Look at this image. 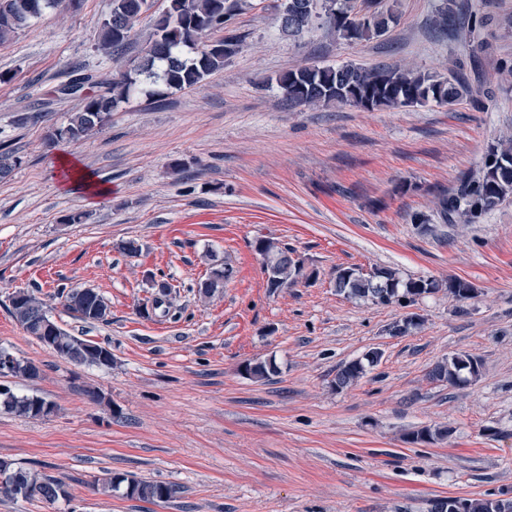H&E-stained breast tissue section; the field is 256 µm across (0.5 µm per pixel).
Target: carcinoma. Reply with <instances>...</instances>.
Wrapping results in <instances>:
<instances>
[{
	"label": "carcinoma",
	"instance_id": "carcinoma-1",
	"mask_svg": "<svg viewBox=\"0 0 512 512\" xmlns=\"http://www.w3.org/2000/svg\"><path fill=\"white\" fill-rule=\"evenodd\" d=\"M60 0H0V42L12 39L43 12L59 7ZM372 10L377 0H364ZM250 7L245 0H169L168 10L160 18L138 62L125 71L100 81V90L89 91L93 76L72 66L68 79L58 86L64 98L80 102L67 123L59 128V137L79 142L90 132L102 127L117 105L148 84L144 94H159L155 87L182 90L198 85L216 72L235 55L241 45L240 36L230 28L232 19ZM280 29L288 36H297L307 30L313 18L319 16L339 38L349 42L367 41L385 35L390 14L379 10L361 18L354 13V0H276ZM148 10L147 0H111L110 11L101 23L97 51L104 57L118 61L137 36L136 25ZM436 30L453 34L458 27L448 9H440L433 19ZM223 36L209 43L201 39L215 32ZM276 85L290 107L315 105L353 106L366 110L421 105L429 102L451 105L469 92L466 82L455 74L435 77L410 67L378 63L365 67L354 63L339 66L301 65L291 68L276 78ZM512 198V138L492 144L486 150L480 168L470 172L459 184L435 198L436 215L444 224H478L481 219L507 199ZM260 254L271 258L272 279L266 281L268 292L274 294L295 285L304 277V262L294 250L273 238L257 242ZM235 275L234 267L224 263L210 267L208 277L200 283L199 293L210 297ZM336 292L348 299L363 300L373 305L413 303L442 289L454 299L464 302L473 297L475 289L470 282L452 278L448 283L424 277L401 276L389 268H374L368 272L358 267L336 270ZM65 306L83 321L103 322L109 314L103 296L89 288H74L65 295ZM10 313L19 326L35 336L41 323L51 319L45 299L29 290H18L11 297ZM421 322L417 315L406 316L390 327L394 336H405L416 330ZM52 344L59 350H68L76 365L110 367L112 361L101 359L103 346L82 339L63 328L55 327ZM382 352L372 348L362 357L342 364L336 370L332 385L342 391L362 378L368 370L377 367ZM481 361L471 355H455L438 361L429 377L433 381L458 386L476 379ZM277 373L272 361L248 362L244 375L254 380H266ZM39 370L30 361L14 359L7 375L34 379ZM48 400L39 396H18L11 389L0 391V405L20 415L43 418L36 403ZM448 436V429L435 431L424 427L407 432L404 442L428 443ZM13 467V463H8ZM15 468V467H13ZM23 487L37 490L38 496L15 493L11 498L38 499L54 503L63 498L66 487L60 480L42 470L15 468ZM105 493L123 490V495L146 503L166 502L176 496L178 488L158 481H144L130 475H109L101 483ZM431 512H512V498L448 497L433 501Z\"/></svg>",
	"mask_w": 512,
	"mask_h": 512
}]
</instances>
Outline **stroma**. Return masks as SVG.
Instances as JSON below:
<instances>
[{
  "mask_svg": "<svg viewBox=\"0 0 512 512\" xmlns=\"http://www.w3.org/2000/svg\"><path fill=\"white\" fill-rule=\"evenodd\" d=\"M274 2L253 0L234 18L242 44L223 71L119 103L77 143L48 137L77 109L55 90L69 64L111 78L113 63L95 50L110 0L46 12L0 43L10 76L0 147L22 159L0 182V349L40 370L4 383L56 405L40 419L0 408V458L46 471L71 496L0 494V512H430L442 497H512V200L478 224L422 232L411 222L512 133V0H383L388 32L359 43L318 24L286 36ZM442 7L462 21L459 37L431 30ZM347 62L460 72L471 91L451 105L373 111L282 100V71ZM66 157L110 195L66 189ZM76 213L86 221L70 223ZM261 237L295 250L316 279L269 294ZM127 241L137 253L122 251ZM209 250L236 275L205 300ZM353 266L461 278L476 295L406 307L349 300L335 277ZM163 281L171 293L158 310ZM73 288L100 293L108 322L68 311L62 294ZM19 289L44 296L63 329L110 348L111 367L68 363L28 336L10 314ZM412 313L421 328L390 335ZM374 347L379 366L334 390L337 367ZM457 354L480 359L477 381L429 380ZM269 358L279 367L270 380L242 374ZM423 426L449 435L403 441ZM109 472L179 492L156 504L105 494Z\"/></svg>",
  "mask_w": 512,
  "mask_h": 512,
  "instance_id": "1",
  "label": "stroma"
}]
</instances>
